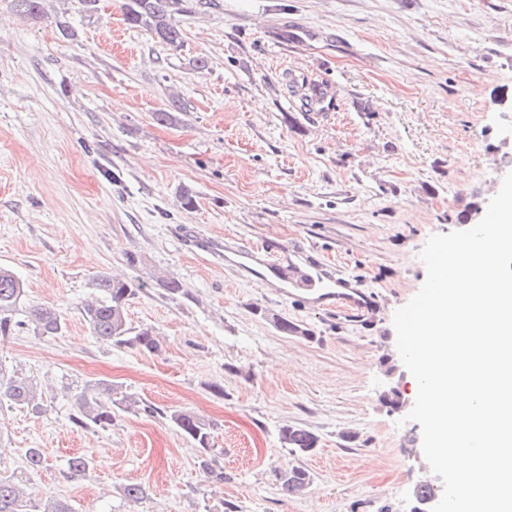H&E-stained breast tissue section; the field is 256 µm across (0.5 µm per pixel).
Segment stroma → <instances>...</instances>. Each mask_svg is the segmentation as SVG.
I'll use <instances>...</instances> for the list:
<instances>
[{
	"mask_svg": "<svg viewBox=\"0 0 512 512\" xmlns=\"http://www.w3.org/2000/svg\"><path fill=\"white\" fill-rule=\"evenodd\" d=\"M123 4L52 0L30 19L0 0V265L66 323L0 339V367L44 404L0 408V475L74 512H410L417 486L441 480L420 425L382 400L390 380L404 402L418 390L386 375L401 363L393 316L426 279L428 237L476 225L512 171V0H192L178 48L130 26ZM292 79L333 88L328 115ZM174 91L186 110L159 123ZM241 245L293 255L262 281L229 265ZM314 268L348 275L372 315L312 299L298 279ZM112 274L145 282L128 320L159 352L91 336L81 306ZM95 382L215 422L223 480H205L199 448L162 418L74 428ZM285 425L317 449L283 447ZM29 448L39 471L24 469ZM76 454L90 466L73 481ZM295 466L313 482L287 496L277 476ZM131 483L141 501L123 497ZM280 442L295 454H308L317 448L319 439L313 432L292 425H285L279 430Z\"/></svg>",
	"mask_w": 512,
	"mask_h": 512,
	"instance_id": "1",
	"label": "stroma"
}]
</instances>
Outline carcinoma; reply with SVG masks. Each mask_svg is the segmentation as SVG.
<instances>
[{"mask_svg":"<svg viewBox=\"0 0 512 512\" xmlns=\"http://www.w3.org/2000/svg\"><path fill=\"white\" fill-rule=\"evenodd\" d=\"M14 7L32 18L45 15L46 0H12ZM124 16L131 26L143 28L161 42L177 47L182 42V30L177 17L189 10V0H126ZM183 111L180 93L170 94V111L160 112L157 119L170 123L176 113ZM93 286L103 294L83 303V317L92 336L104 344L119 348H131L155 353L159 342L152 329L131 328L127 321L128 302L144 288L138 280L111 278L100 275L93 279ZM64 322L60 313L52 307L26 302L23 281L9 268L0 267V339L29 330L40 336H56L62 333ZM10 407L42 409V391L25 377L7 375L0 370V403ZM142 411L154 414L157 408L131 394L118 395L108 383H94L85 387L77 398L76 413L71 423L79 429L108 428L115 419V410ZM167 420L184 438L201 448L200 468L210 479L224 480V472L216 469L211 455L217 424L190 412L175 410L166 414ZM284 447L295 454H308L317 448L319 439L313 432L292 425L279 430ZM280 489L288 496L298 495L312 483L311 474L303 467H294L279 475ZM437 493L430 487L415 490L417 512H429L430 502ZM0 512H73L69 504L57 498L49 499L47 506L39 508L23 487V481L14 477L0 476Z\"/></svg>","mask_w":512,"mask_h":512,"instance_id":"cac0c4a2","label":"carcinoma"}]
</instances>
